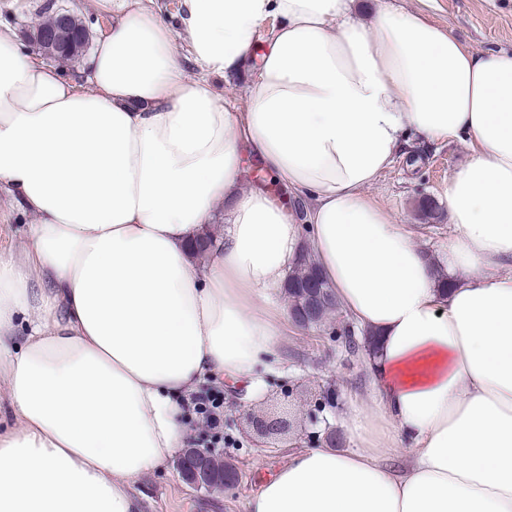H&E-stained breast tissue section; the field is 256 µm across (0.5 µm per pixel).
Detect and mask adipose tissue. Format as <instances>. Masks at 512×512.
<instances>
[{
	"mask_svg": "<svg viewBox=\"0 0 512 512\" xmlns=\"http://www.w3.org/2000/svg\"><path fill=\"white\" fill-rule=\"evenodd\" d=\"M351 2L183 0L173 27L94 0L112 23L76 80L0 27V197L31 218L0 256V512H141L200 383L257 391L286 347L305 251L373 341L367 381L247 512H512V53ZM267 22L237 104L217 80ZM409 129L475 146L440 266L368 194ZM248 153L310 205L247 189Z\"/></svg>",
	"mask_w": 512,
	"mask_h": 512,
	"instance_id": "obj_1",
	"label": "adipose tissue"
}]
</instances>
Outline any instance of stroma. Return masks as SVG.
I'll return each instance as SVG.
<instances>
[{
    "label": "stroma",
    "mask_w": 512,
    "mask_h": 512,
    "mask_svg": "<svg viewBox=\"0 0 512 512\" xmlns=\"http://www.w3.org/2000/svg\"><path fill=\"white\" fill-rule=\"evenodd\" d=\"M45 2L0 0V24L11 27L18 36H26L42 21ZM425 12L432 22L475 51H512V0H429ZM471 150L467 141L436 142L417 132H407L402 154L369 190L399 223L419 229V246L437 259L448 249V182L467 161ZM425 198L434 208L429 217L418 208ZM344 321L336 310L327 317L324 327L295 329L277 369L263 373V392L257 400H249L245 389L228 383L206 385V393L217 391L223 397L221 422L213 427L207 425L203 415L190 414L189 435L218 438L219 454L237 471L239 482L224 493L199 492L184 482L171 465L163 472L146 476L138 485L144 512H245L247 498L285 463L289 444L285 438L268 441L250 435L245 428V415L276 406L282 387L292 384L298 388L296 409L303 421L324 387L333 385L341 391L362 385V355H347L327 333L328 327Z\"/></svg>",
    "instance_id": "obj_1"
}]
</instances>
